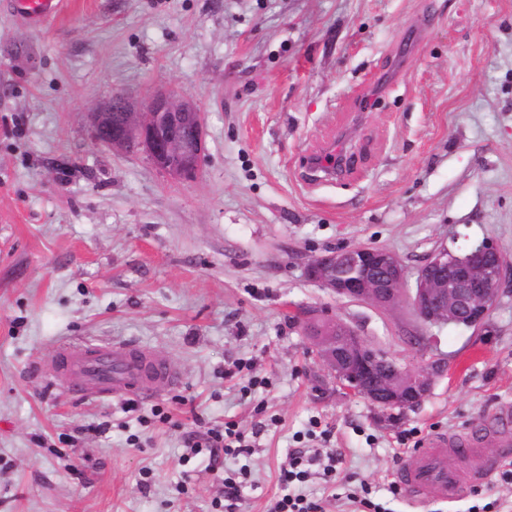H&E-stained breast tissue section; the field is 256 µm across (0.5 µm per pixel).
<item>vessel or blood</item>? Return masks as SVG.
I'll list each match as a JSON object with an SVG mask.
<instances>
[{
  "label": "vessel or blood",
  "mask_w": 512,
  "mask_h": 512,
  "mask_svg": "<svg viewBox=\"0 0 512 512\" xmlns=\"http://www.w3.org/2000/svg\"><path fill=\"white\" fill-rule=\"evenodd\" d=\"M58 4L59 0L20 2L23 12L34 20L54 15ZM57 359L67 389L88 398L134 393L144 384L166 390L180 383L163 357L126 343L65 344L58 347ZM489 442L506 451L512 449L511 406L484 418L470 433L428 436L412 459L398 465L397 482L417 502L454 500L466 486L481 484L496 470V462L478 455ZM452 456L468 458L469 468L449 466Z\"/></svg>",
  "instance_id": "vessel-or-blood-1"
}]
</instances>
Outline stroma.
<instances>
[{
    "label": "stroma",
    "mask_w": 512,
    "mask_h": 512,
    "mask_svg": "<svg viewBox=\"0 0 512 512\" xmlns=\"http://www.w3.org/2000/svg\"><path fill=\"white\" fill-rule=\"evenodd\" d=\"M160 89L205 116L194 178L89 135L114 93ZM333 139L355 162L330 177L313 166ZM486 239L512 260V0H61L41 22L0 0V512H219L242 471L234 512H267L296 448L336 456L335 483L295 487L324 512H351L363 484L386 512H512V455L451 503L394 490L427 435L512 405V284L474 330L306 276L372 246L411 290L436 249ZM304 308L446 370L383 413L309 354ZM82 341L163 355L183 383L73 395L54 350ZM227 421L252 452L216 472L184 440Z\"/></svg>",
    "instance_id": "stroma-1"
}]
</instances>
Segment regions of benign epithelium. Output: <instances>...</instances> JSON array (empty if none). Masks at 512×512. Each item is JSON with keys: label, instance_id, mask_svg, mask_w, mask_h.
Segmentation results:
<instances>
[{"label": "benign epithelium", "instance_id": "obj_1", "mask_svg": "<svg viewBox=\"0 0 512 512\" xmlns=\"http://www.w3.org/2000/svg\"><path fill=\"white\" fill-rule=\"evenodd\" d=\"M95 142L113 150H142L160 170L192 178L205 152L204 116L188 99L169 90L149 97L140 112L122 94L92 113ZM307 276L336 296L391 311L405 296L400 259L380 248L356 247L312 258ZM512 277V262L489 240L463 254L434 251L420 268L411 297L415 316L424 324L451 325L466 319L479 327L498 302L503 281ZM305 335L316 356L345 393L383 411H405L430 394L434 364L410 370L367 343L359 330L341 318L326 319L315 311L300 313Z\"/></svg>", "mask_w": 512, "mask_h": 512}]
</instances>
